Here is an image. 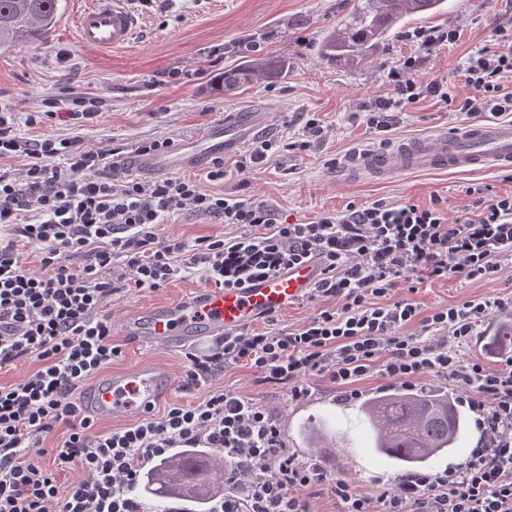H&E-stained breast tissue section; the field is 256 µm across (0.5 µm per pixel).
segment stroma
<instances>
[{
    "label": "stroma",
    "instance_id": "35a3bbf8",
    "mask_svg": "<svg viewBox=\"0 0 512 512\" xmlns=\"http://www.w3.org/2000/svg\"><path fill=\"white\" fill-rule=\"evenodd\" d=\"M80 0H62L55 26L25 46L0 50V93L16 104L20 114L45 111L54 104L56 119L34 129L19 125L21 136L43 132L79 137L89 146L133 147L145 138L178 139L219 119L246 103L276 106L274 133L284 140L300 136L305 118L328 127L324 143L302 153L280 152L269 161L240 172L235 159L224 161L223 181L208 190L245 200H264L290 223L311 221L348 204L365 206L376 200L429 204L441 197L449 218L470 212L466 193L474 183L491 185L499 194L512 193V174L413 172L386 182L344 176L339 165L352 151L373 140L363 121L350 113L356 103L389 91L387 73L416 51L406 33L418 29L458 30L459 39L434 48L418 77L447 81L452 94L470 93L462 78L468 57L498 46V25L512 20V0H446L437 14L408 18L402 33L381 45L371 61L330 65L315 50L321 33L335 27L350 10L348 0H141V23L133 45L126 49L95 50L79 42L74 16ZM275 57L288 64L277 78L249 84L231 98L213 92L211 80L250 57ZM87 95L102 101V114L85 125L67 118L68 100ZM465 116L426 98L403 112L395 137L425 134L445 125H466ZM194 273L156 290L130 289L114 295L107 308L112 317V343L120 353L111 367L130 369L147 361L166 363L181 377L186 363L182 349L160 350L125 335L123 320L132 312L157 303L175 302L207 289ZM512 297V261L485 280L452 275L424 281L412 293L422 309L460 301ZM309 394L293 400L287 389L255 384L252 371L237 364L217 368L205 383L257 399L278 414L286 444L298 458L307 451L299 426L307 418L323 420L348 439L337 449L343 479L370 495L399 481L397 471L369 450L366 423L356 400L342 399L327 377L307 381Z\"/></svg>",
    "mask_w": 512,
    "mask_h": 512
}]
</instances>
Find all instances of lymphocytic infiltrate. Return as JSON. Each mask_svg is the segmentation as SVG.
<instances>
[{"label": "lymphocytic infiltrate", "mask_w": 512, "mask_h": 512, "mask_svg": "<svg viewBox=\"0 0 512 512\" xmlns=\"http://www.w3.org/2000/svg\"><path fill=\"white\" fill-rule=\"evenodd\" d=\"M500 45L468 58V96L454 100L447 82L419 79L424 52L455 42L454 29L414 32L417 54L392 67L391 93L361 103L375 140L386 143L398 116L430 97L469 118L512 115V24ZM18 112L0 101V162L25 157L21 171L0 166V367L38 360L37 368L0 386V512H144L141 469L174 448H209L227 464L223 496L208 512H311L326 490L341 512H512V357L492 368L467 358L475 330L512 298L465 300L430 311L395 288L449 275L489 278L512 259V194L470 186L471 215L449 221L440 199L429 206L347 205L315 220L286 224L263 201L245 202L203 189L224 177L217 163L205 179L133 176L120 147L89 148L69 137L17 133ZM203 215L236 226L234 235L199 237L194 245L162 236L164 220ZM321 266L310 299L326 307L300 326L243 328L225 335L220 352L188 354L184 388L200 390L188 404L100 433L73 392L118 356L105 308L129 288L158 289L198 270L216 288H244L309 261ZM417 333H409V326ZM241 363L262 385L307 397L305 379L327 376L343 397L359 398L373 374L412 388L419 380H454L477 414L481 447L457 471L416 472L378 496L290 453L279 417L255 399L204 390L216 364ZM64 429L57 448L46 434ZM37 460H27L28 452ZM48 462H41V455ZM78 464L82 476L67 491L55 471Z\"/></svg>", "instance_id": "obj_1"}]
</instances>
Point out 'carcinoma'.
<instances>
[{
  "mask_svg": "<svg viewBox=\"0 0 512 512\" xmlns=\"http://www.w3.org/2000/svg\"><path fill=\"white\" fill-rule=\"evenodd\" d=\"M348 15L323 33L318 56L331 64L361 62L394 37L406 18L437 13L444 0H351ZM60 0H0V49L25 45L56 22ZM274 65L252 58L224 72L215 89L231 94L254 81L271 77ZM361 412L368 424L372 451L402 473L432 467L450 456L469 429L467 412L438 390H386L366 399ZM310 459L330 471L326 449L339 447L343 436L321 420L301 429ZM224 457L204 448H179L146 470L140 492L152 500L153 512H170L173 498L206 501L224 494Z\"/></svg>",
  "mask_w": 512,
  "mask_h": 512,
  "instance_id": "cac0c4a2",
  "label": "carcinoma"
}]
</instances>
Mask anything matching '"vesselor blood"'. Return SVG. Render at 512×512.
Returning <instances> with one entry per match:
<instances>
[{
    "instance_id": "1",
    "label": "vessel or blood",
    "mask_w": 512,
    "mask_h": 512,
    "mask_svg": "<svg viewBox=\"0 0 512 512\" xmlns=\"http://www.w3.org/2000/svg\"><path fill=\"white\" fill-rule=\"evenodd\" d=\"M135 25L130 0H91L76 20L81 42L96 49L127 45ZM272 124L271 108L246 104L225 113L194 137L173 142L163 153L135 154L125 164L134 175L198 170L237 155L248 141L269 131ZM498 170L512 172V122L447 127L401 138L356 156L345 165L343 173L388 181L416 171ZM319 277L320 269L311 261L245 288H210L176 303L135 312L125 319L124 331L157 346L187 347L282 311L306 295ZM175 385L171 371L159 364L116 372L94 383L84 399V411L103 418L137 417L170 397Z\"/></svg>"
}]
</instances>
